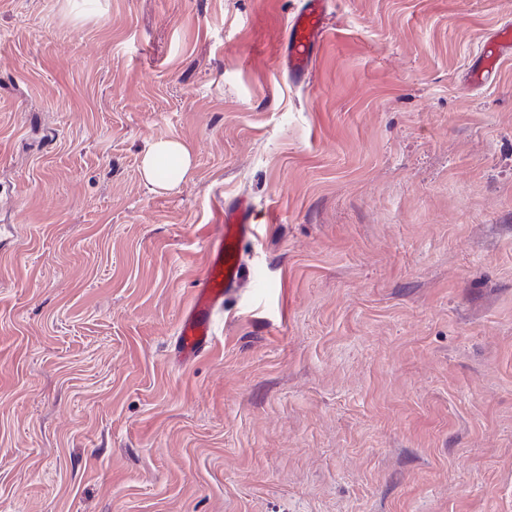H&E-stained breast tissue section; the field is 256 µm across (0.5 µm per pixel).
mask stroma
<instances>
[{
	"label": "stroma",
	"mask_w": 512,
	"mask_h": 512,
	"mask_svg": "<svg viewBox=\"0 0 512 512\" xmlns=\"http://www.w3.org/2000/svg\"><path fill=\"white\" fill-rule=\"evenodd\" d=\"M300 3L0 0V512H512V0H329L296 81ZM327 0H305L293 17L282 64L293 77L311 72L317 49L328 33ZM512 49V30L510 26L503 27L489 40L483 51V66L471 75L474 83H482L485 78L496 70L498 62L510 55ZM191 151L179 140H161L153 144L142 160L145 182L155 190H170L185 180L191 171ZM252 222L249 207L237 203L224 208L222 224L207 245L204 272L178 319L175 352L185 364L213 350L215 316L224 310V300L250 278L239 250L254 234Z\"/></svg>",
	"instance_id": "stroma-1"
}]
</instances>
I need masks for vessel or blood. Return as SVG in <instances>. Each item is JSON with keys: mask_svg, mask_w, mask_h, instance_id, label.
<instances>
[{"mask_svg": "<svg viewBox=\"0 0 512 512\" xmlns=\"http://www.w3.org/2000/svg\"><path fill=\"white\" fill-rule=\"evenodd\" d=\"M327 21V0H304L296 11L282 60L290 75L310 73L317 49L328 33ZM511 54L512 28L506 26L485 44L483 66L472 73V81L483 82L498 62ZM253 233V212L249 207L240 203L225 207L223 220L207 245L204 272L178 319L175 352L184 362L213 350L216 315L223 311L225 299L250 278L240 262L239 250Z\"/></svg>", "mask_w": 512, "mask_h": 512, "instance_id": "obj_1", "label": "vessel or blood"}]
</instances>
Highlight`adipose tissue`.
Instances as JSON below:
<instances>
[{"label": "adipose tissue", "mask_w": 512, "mask_h": 512, "mask_svg": "<svg viewBox=\"0 0 512 512\" xmlns=\"http://www.w3.org/2000/svg\"><path fill=\"white\" fill-rule=\"evenodd\" d=\"M191 151L179 140H161L153 144L142 160L145 182L157 190H170L185 180L191 171Z\"/></svg>", "instance_id": "adipose-tissue-1"}]
</instances>
